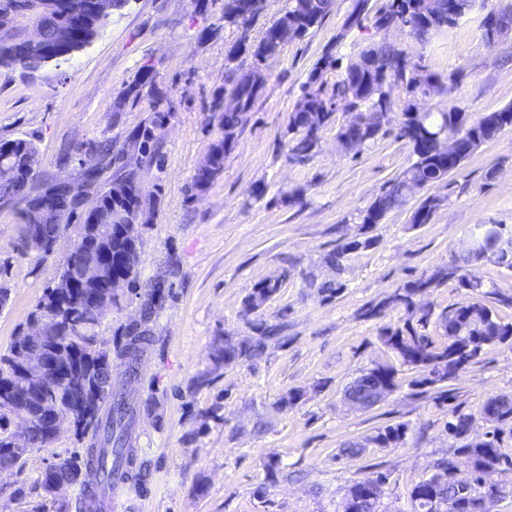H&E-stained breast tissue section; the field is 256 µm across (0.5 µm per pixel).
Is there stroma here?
<instances>
[{
    "mask_svg": "<svg viewBox=\"0 0 512 512\" xmlns=\"http://www.w3.org/2000/svg\"><path fill=\"white\" fill-rule=\"evenodd\" d=\"M512 7V0H483L447 33L425 43L399 31L387 41L441 76L456 74L447 94L426 98L439 112L456 104L471 117L512 104V35L487 44L484 11ZM351 0H334L322 23L268 59L267 81L250 119L209 188L190 186L221 132L214 104L224 91L227 56L237 29L224 24V0H128L99 36L60 63L35 71L0 70V139L25 137L39 151L40 178L79 179L89 142L111 145L127 156L145 197L156 200L151 223L140 228L138 282L170 284L152 324L154 343L143 357L135 389L149 406L134 428L144 475L127 485L114 512H341L353 481L382 471L389 479L379 512H411L408 493L435 471L439 460L463 464L461 439L447 430L448 409L474 415L470 439L492 433L480 419L485 399L512 396V345L488 348L456 379L413 387L417 370L401 366L400 388L367 410L344 405L345 387L378 362L395 361L379 339L399 312L367 317L408 281L448 263L475 225L499 224L512 232V128L482 145L430 194L442 204L430 223L411 222L415 203L390 212L383 223H359L358 213L412 161L395 138L405 93L393 87L385 135L359 154L340 152L336 131L348 115L336 112L320 134L315 155L304 164L286 158L288 118L323 50L339 42L342 58L354 56L365 33L344 41ZM152 90L130 102L124 95L144 69ZM159 153L149 159L128 141L129 133L155 115ZM301 190L303 202L287 194ZM77 225L50 254L23 242L20 208L0 204V285L11 290L0 309V350L28 323V315L67 263ZM360 249L340 267L327 257L347 242ZM284 276L275 297L256 316L242 312L245 297L264 280ZM323 282L341 283L337 295ZM284 324L254 361L224 365L213 359L221 338L253 334V319ZM303 391L292 409L280 400ZM449 403H440L441 392ZM403 424V444L382 448L371 441L379 428ZM362 444L354 456L348 443ZM88 440L62 430L45 448L0 471V512H57L75 503L80 485L46 496L42 478L60 459L84 453ZM277 460L269 472V460Z\"/></svg>",
    "mask_w": 512,
    "mask_h": 512,
    "instance_id": "obj_1",
    "label": "stroma"
}]
</instances>
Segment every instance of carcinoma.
<instances>
[{
  "mask_svg": "<svg viewBox=\"0 0 512 512\" xmlns=\"http://www.w3.org/2000/svg\"><path fill=\"white\" fill-rule=\"evenodd\" d=\"M249 0H224V25L241 31L237 44L230 50L229 58L234 61L242 53L251 56V68L243 72L241 68L230 67L224 75V90L237 95L240 107L236 111L219 113V123L224 136L214 142L208 152L210 165L197 170L193 178V188L199 192L208 189L215 177L223 170L224 161L231 153L240 133L244 130L256 101L264 85L256 84L253 75L260 62L265 47L283 34L289 39L300 40L310 29L321 24L330 12L333 0H288L286 10L265 29L258 42L249 39V28L255 16L249 14ZM476 0H385L384 5L374 10L371 0H352L347 19L352 21V29H374L378 35L384 34L383 28L392 20H405L410 23L408 33L419 43L453 27L455 22L448 13L460 17L469 13ZM5 11L15 22V35L9 48L0 45V68L14 69L4 62L9 55L22 62V68L35 70L38 60L43 58L41 46L27 42L24 33L32 20L31 0H0V12ZM487 15L495 18L499 36L503 37L512 30V9L491 10ZM104 23L90 20L78 32L70 33L67 52L72 53L90 44ZM69 28L68 19L62 14L50 16L44 20L45 36L48 44L56 43V34L60 28ZM340 65L336 57V45L332 44L323 51L315 68L309 73L288 120L289 140L288 158L295 164H304L310 160L318 147L319 134L333 120L335 109L332 101H348L360 114L369 116L378 108L390 113L393 107L391 96L386 94L387 82L398 77L402 79L404 100L401 120L398 123L395 138L406 142L413 157L411 164L386 189L376 196L359 213L362 224H380L386 215L397 208L406 206L411 200L420 198L419 205L412 215L415 225L428 224L442 199L423 195L431 186L442 183L448 173L458 168L472 156L484 143L489 133L495 134L512 127V105L498 111L489 112L470 120L466 112L456 105L448 106L442 112H429L423 100L427 97V88L435 83L437 92L446 93L453 78L445 79L427 71L422 65L412 62L405 52L392 43L381 39L365 44L357 55L346 64L343 78L333 85L323 81L326 70ZM152 86L151 70L147 69L134 84L126 90V98L140 99V91ZM157 123L143 125L135 129L129 137L130 143L151 159L156 158ZM382 127L366 124L352 128L347 124L339 127L336 142L345 151L350 150L351 140L356 139L363 147L375 141ZM461 139L462 154L456 158L443 155L439 150L440 141L446 137ZM13 156L18 168L17 183L6 193L16 204L23 205L20 214L26 213V205L35 201L39 195L52 188L48 182L35 183V169L38 164V148L32 139H0V152ZM99 173L81 178L69 186L60 188V195L68 207L69 218L81 217L86 213L100 210H124L137 216L141 223L153 220L155 205L146 203L144 194L133 185L134 175L121 174L109 183L99 185ZM66 224H59L54 216H46L41 222V232L45 240L44 253H49L48 245L64 230ZM99 234L112 247V270L118 275H128L135 282L138 269L128 267L123 256L128 252L126 241L129 236L117 224H103ZM492 262L507 270H512V235L507 236L499 224L479 225L472 245L461 249L450 263L434 269L430 274L407 282L400 291L392 294L386 301L368 309L370 317H379L388 309H401L406 317L396 324L381 329L379 339L394 351L402 364L419 372L412 382L415 387H428L434 383H443L457 378L470 365L476 363L483 351L493 345L512 341V322L503 321L495 309L488 306L483 297V284H471L466 280L467 272L477 262ZM453 280L457 286L473 295V300L434 314L430 303H425L427 311L416 318L410 313L416 300L428 295L442 283ZM283 279L266 280L258 283L243 301V313H256L280 290ZM94 289L87 288L82 298L68 304L61 318L48 323L45 335L31 342V348L43 355L55 359L57 370L64 373L81 364L92 368V375L98 384L112 380V358L126 362L128 375L139 374L138 352L145 350L154 341L150 327L153 317L170 295L165 282L157 280L144 295L139 321L124 325L113 341L106 342L98 338L96 327L78 330L73 322L91 312L87 299ZM436 318L437 326L442 330L444 339L438 341L426 333L431 318ZM256 336L249 342L235 345L224 341V346L214 349V359L226 365L240 360H256L265 353L268 341L279 335L280 327L268 325L260 320L252 323ZM18 355L16 343H11L5 353L0 354V385L18 384L13 360ZM398 370L388 363H377L355 381L359 383L360 399L366 401L364 408L374 406L370 402L372 395L397 389ZM111 398V408L103 420L96 423L88 420L82 426H73L75 435L83 437L92 433L95 444L86 449L82 458L69 457L54 463L55 469L44 473L42 487L48 489L54 480H67L80 483L83 488L79 509L82 512H102L96 503L97 489L112 482V477H129L130 470L137 461V450L132 444V426L141 408V403L131 395V391L122 389L107 390ZM65 404V387L57 381L44 390L33 391L19 409L29 414L33 421L30 435V447L20 451L0 453V469L15 467L23 457L34 449L47 445L49 433L57 428L59 413L56 405ZM480 414L490 416V421L498 424L512 423V397L495 395L488 397L481 406ZM448 415V434L464 437L472 419L470 414H462L452 408ZM406 427L403 424L388 425L373 436L379 446L385 448L393 442L405 439ZM502 429L480 441H472L457 449L458 454L466 457L474 476L493 467H503L512 472V452L504 450ZM436 468L448 474L447 480L435 482L425 478L409 492L414 512H439V508L451 505L454 512H485L478 499L472 493L479 490L476 485L466 486L458 483L453 476V462L440 460ZM388 475L377 472L372 476L354 481L342 501V512H378L382 487Z\"/></svg>",
  "mask_w": 512,
  "mask_h": 512,
  "instance_id": "1",
  "label": "carcinoma"
}]
</instances>
